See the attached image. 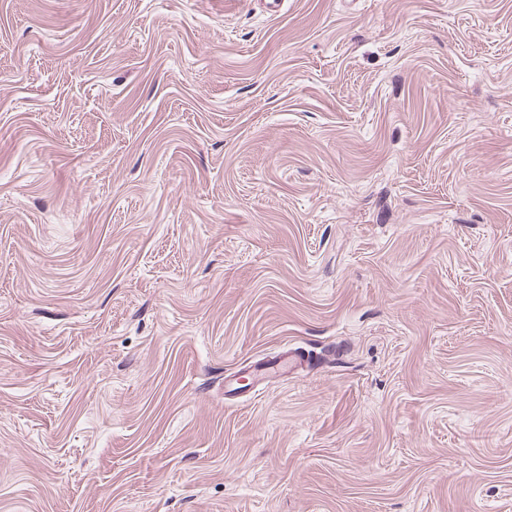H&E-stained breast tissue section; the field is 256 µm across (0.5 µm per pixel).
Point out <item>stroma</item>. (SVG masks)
I'll list each match as a JSON object with an SVG mask.
<instances>
[{"mask_svg":"<svg viewBox=\"0 0 512 512\" xmlns=\"http://www.w3.org/2000/svg\"><path fill=\"white\" fill-rule=\"evenodd\" d=\"M0 512H512V0H0Z\"/></svg>","mask_w":512,"mask_h":512,"instance_id":"1","label":"stroma"}]
</instances>
